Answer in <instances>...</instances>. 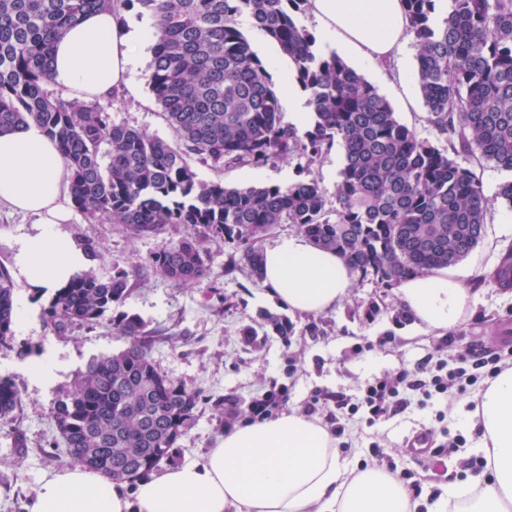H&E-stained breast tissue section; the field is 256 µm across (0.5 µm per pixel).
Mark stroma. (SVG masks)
<instances>
[{
    "label": "stroma",
    "mask_w": 512,
    "mask_h": 512,
    "mask_svg": "<svg viewBox=\"0 0 512 512\" xmlns=\"http://www.w3.org/2000/svg\"><path fill=\"white\" fill-rule=\"evenodd\" d=\"M248 35L274 76L280 104H287L288 57L256 29H249ZM416 54L417 48L410 41L389 63L358 61L354 67L388 99L401 123L429 137L433 130L415 82ZM151 59V51H144L129 84L115 90L112 119L171 140L175 134L147 84ZM196 171L200 179L247 188L296 180L299 167L297 160L291 159L263 169L242 165L216 171L200 165ZM475 172L490 207L481 243L457 265L471 288L469 306L460 323L465 331L461 348L490 349L498 346L503 324L512 323V290H499L487 279L502 248L512 243V208L497 196L506 178L504 172L486 162L476 166ZM67 229L79 245L96 246L99 255L92 267L100 277L108 278L118 271L128 273V291L100 324L76 326L60 336L43 316L48 296L15 281L14 300L26 306L30 322L15 329L10 344L0 345V377L9 379L21 397L13 423L0 426V512H26L40 479L69 466L53 410L91 360L124 348V339L116 335L111 324L120 315L136 316L146 331L158 332L160 340L152 352L158 369L200 392L203 398L194 421L163 460L166 468L202 460L223 437L224 424L213 406L218 397L236 398L245 407L276 384L288 390L287 409L300 410L312 390L352 394L376 377L414 366L434 352L443 335L442 330L417 325L411 319L396 320L402 302L393 288L385 289L380 312L366 317L377 290L372 282L357 281L336 308L318 316L290 314L293 329L289 335L260 336L250 343L242 334L243 328L258 321L261 312L279 314L283 308L268 296L247 266L225 274L224 261L233 246L223 238L212 236L204 242L211 255L207 279L178 284L153 274L149 262L183 236L182 227L168 224L136 235L125 225L76 210ZM360 337L373 342L371 351L356 350ZM49 341L61 349L69 367L49 386L41 387L31 381L26 365ZM434 424V411L428 408L379 426L386 452L398 469L419 470L420 464L406 452L405 442L421 428Z\"/></svg>",
    "instance_id": "1"
}]
</instances>
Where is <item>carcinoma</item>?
<instances>
[{
	"mask_svg": "<svg viewBox=\"0 0 512 512\" xmlns=\"http://www.w3.org/2000/svg\"><path fill=\"white\" fill-rule=\"evenodd\" d=\"M138 3L154 20L147 82L175 133L172 142L112 121L111 107L48 94L56 41L85 14ZM416 38V83L436 139L402 124L390 102L341 57L325 55L298 14L308 0H0V132L34 123L57 143L74 206L134 233L181 224L187 233L150 261L153 273L198 283L209 273L206 235L224 237L260 275V241L291 224L335 252L358 280L392 288L451 267L480 243L489 202L471 158L512 173V0H403ZM275 42L308 93L302 134L284 121L266 63L241 18ZM335 145L344 166L333 197L314 176L244 189L198 178L214 169L274 166L297 158L310 170ZM490 281L512 290V243ZM128 291L124 271L89 270L52 294V330L101 322ZM264 335L286 336L282 315L261 314ZM14 285L0 265V344L14 336ZM127 347L92 360L53 417L70 462L133 482L166 459L202 397L162 374L157 335L134 317L112 321ZM20 396L0 378V424Z\"/></svg>",
	"mask_w": 512,
	"mask_h": 512,
	"instance_id": "carcinoma-1",
	"label": "carcinoma"
}]
</instances>
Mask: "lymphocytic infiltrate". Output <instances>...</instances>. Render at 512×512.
Listing matches in <instances>:
<instances>
[{
	"label": "lymphocytic infiltrate",
	"mask_w": 512,
	"mask_h": 512,
	"mask_svg": "<svg viewBox=\"0 0 512 512\" xmlns=\"http://www.w3.org/2000/svg\"><path fill=\"white\" fill-rule=\"evenodd\" d=\"M468 355L471 365L467 368L452 369L444 359L429 356L393 376L376 379L354 395L315 393L306 413L319 416L322 426L340 437L339 447L344 452L351 448L343 439L350 421L375 428L412 408L432 405L437 408L436 421H444L445 405L474 394L482 382L495 378L512 363V346L472 349Z\"/></svg>",
	"instance_id": "f902f5d3"
}]
</instances>
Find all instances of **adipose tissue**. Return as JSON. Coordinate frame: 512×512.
<instances>
[{
    "label": "adipose tissue",
    "mask_w": 512,
    "mask_h": 512,
    "mask_svg": "<svg viewBox=\"0 0 512 512\" xmlns=\"http://www.w3.org/2000/svg\"><path fill=\"white\" fill-rule=\"evenodd\" d=\"M318 27L364 61H388L407 38L402 0H309ZM150 25H122L109 11L84 16L56 43L52 79L74 98H105L128 83ZM69 172L56 143L35 124L0 133V203L33 216L16 239L15 265L37 289H56L84 272L91 257L65 231L71 212ZM260 279L289 311L317 316L347 296L355 275L336 253L304 235L281 237L263 250ZM403 303L425 325L444 329L463 318L470 290L448 269L402 281ZM477 452L490 479L452 482L428 512H512V368L479 396L469 414ZM408 489L380 469L342 462L336 439L300 411L226 429L201 461L120 484L80 466L43 476L26 512H417Z\"/></svg>",
    "instance_id": "ef3b65f1"
}]
</instances>
